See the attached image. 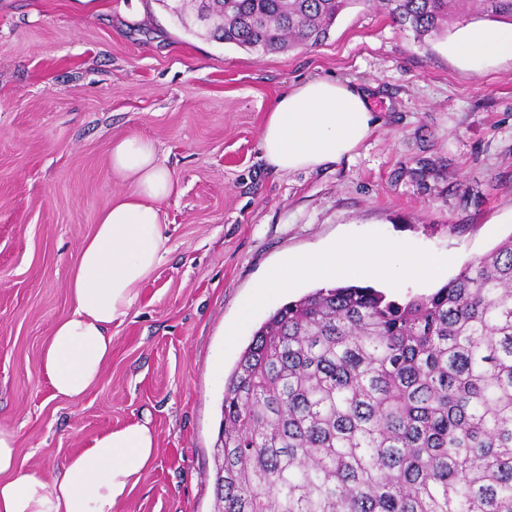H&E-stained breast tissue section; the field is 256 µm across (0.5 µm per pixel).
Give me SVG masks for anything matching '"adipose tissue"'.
Wrapping results in <instances>:
<instances>
[{
    "mask_svg": "<svg viewBox=\"0 0 512 512\" xmlns=\"http://www.w3.org/2000/svg\"><path fill=\"white\" fill-rule=\"evenodd\" d=\"M463 66L512 60V25H470L449 46ZM368 91L336 78L304 81L280 96L261 131L266 163L281 172L311 171L353 153L377 127ZM114 177L131 185L101 212L94 232L77 249L71 268V310L53 328L43 370L54 396L76 398L101 379L112 356L113 323L137 302L143 284L168 251L161 205L176 190L155 144L136 134L114 139ZM445 258L410 252L399 241H340L309 254L284 258L244 301L240 324L277 291L296 281H336L357 272L385 279L439 277ZM143 424L107 430L47 476L21 470L13 433L0 429V512H118L141 473L157 456Z\"/></svg>",
    "mask_w": 512,
    "mask_h": 512,
    "instance_id": "adipose-tissue-1",
    "label": "adipose tissue"
}]
</instances>
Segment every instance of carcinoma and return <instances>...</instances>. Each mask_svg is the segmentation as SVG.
<instances>
[{
    "label": "carcinoma",
    "mask_w": 512,
    "mask_h": 512,
    "mask_svg": "<svg viewBox=\"0 0 512 512\" xmlns=\"http://www.w3.org/2000/svg\"><path fill=\"white\" fill-rule=\"evenodd\" d=\"M247 52L324 41L364 0H158ZM419 42L512 0H380ZM214 512H512V236L430 295L316 288L225 381Z\"/></svg>",
    "instance_id": "cac0c4a2"
}]
</instances>
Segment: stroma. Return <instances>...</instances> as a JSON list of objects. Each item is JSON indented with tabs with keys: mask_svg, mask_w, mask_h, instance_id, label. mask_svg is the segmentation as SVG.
I'll return each mask as SVG.
<instances>
[{
	"mask_svg": "<svg viewBox=\"0 0 512 512\" xmlns=\"http://www.w3.org/2000/svg\"><path fill=\"white\" fill-rule=\"evenodd\" d=\"M455 31L419 43L378 0L322 44L262 55L191 35L157 0H0V428L21 469L51 474L132 422L158 455L118 512H213L224 383L253 328L316 289L273 295L227 343L268 267L338 240H399L447 258L445 278L512 236V61L463 67ZM316 77L354 79L379 124L351 157L276 172L260 131L274 101ZM152 140L177 193L169 252L112 325V357L77 400L42 369L71 308L72 257L130 191L114 138Z\"/></svg>",
	"mask_w": 512,
	"mask_h": 512,
	"instance_id": "obj_1",
	"label": "stroma"
}]
</instances>
